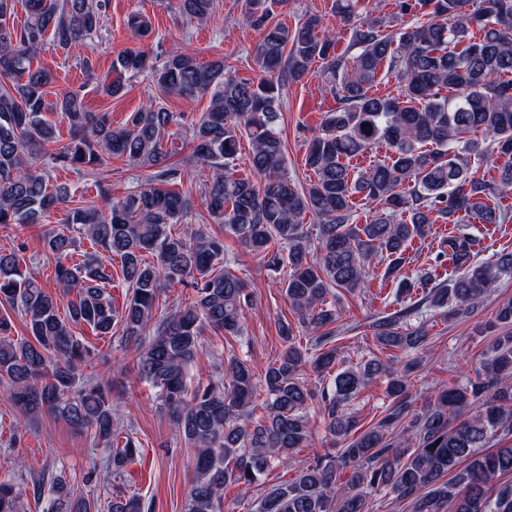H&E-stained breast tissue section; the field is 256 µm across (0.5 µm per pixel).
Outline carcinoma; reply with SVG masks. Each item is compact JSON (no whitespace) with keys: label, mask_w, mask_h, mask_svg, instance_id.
I'll return each instance as SVG.
<instances>
[{"label":"carcinoma","mask_w":512,"mask_h":512,"mask_svg":"<svg viewBox=\"0 0 512 512\" xmlns=\"http://www.w3.org/2000/svg\"><path fill=\"white\" fill-rule=\"evenodd\" d=\"M282 2L243 0L246 21L262 35L253 78L178 48L161 58L127 52L112 62L104 85L112 97L145 72L165 96L210 97L178 138L171 128L183 125V115L155 99L116 126L107 113L87 108L81 88L47 100L51 75L32 68V60L48 41L66 47L101 28L102 0H26L20 30L11 23L14 0H0V227L42 224L63 208L62 227L41 236L57 260L59 293L33 278L24 247L0 251V303L24 315L29 335L11 339L10 317H0V381L11 385L23 415L49 412L93 431L109 447L113 480H121L139 456V441L113 415L110 392L85 375L96 353L82 336L86 328L110 336L119 325L121 339L135 348L140 378L157 390L193 450L185 512H224L226 486L236 485L244 501L272 464L291 466L309 442L314 399L323 405L330 447L292 482L266 489L257 512H371L378 494L408 503L410 512H512V482L496 483L512 474V333L493 338L481 375L442 386L419 409L411 408L407 376L428 342L431 318L477 310L501 278L512 277V252L479 262V240L450 232L433 266L448 263L453 278L404 273L408 246L424 227L512 219L496 202L512 195V0H395L396 16L413 19L402 27L391 18L360 19L363 0H332L356 49L343 55L330 54L335 36L322 33L319 15L293 27L274 20L273 6ZM213 8L214 0H178L179 12L199 22ZM126 26L139 36L152 32L139 11L128 14ZM317 62L339 106L325 113L307 144L305 166L315 180L304 188L288 176L276 122L286 85ZM385 76L397 86L382 97L372 89ZM59 122L69 143L53 152ZM244 137L250 175L240 177ZM380 144L388 156L355 170L351 161ZM187 147L190 153L174 160ZM46 155L90 175L118 157L147 171L145 185L114 197L99 182L97 200L74 206L66 188L51 186L39 169ZM192 162L210 168L204 204L220 236L188 221L192 201L179 185L191 177ZM489 165L498 177L487 183L477 173ZM358 198L382 206L364 224L353 221ZM307 215L318 220L313 233L303 224ZM226 236L266 269L287 268L285 295L315 335L303 346L283 321V350L264 374L232 357L221 380L192 389L190 367L205 327L238 337L252 305L247 282L224 264ZM81 237L92 252L71 263ZM116 258L127 285L119 310L107 291ZM380 265L398 280L403 300L368 317L366 328L382 348L408 360L401 371L393 367L396 357L338 369L340 347L331 343L361 326L343 322L336 292L366 287ZM177 285L195 295L159 310L163 292ZM70 294L62 317L61 298ZM495 322L512 326V299L498 302ZM308 367L317 390L309 388ZM383 378L388 413L363 430L348 402ZM260 388L266 397L259 403ZM33 488L47 497V512H99L98 501L73 497L58 478ZM21 497L15 484L0 483V512H21ZM150 509L132 495L112 502L109 512Z\"/></svg>","instance_id":"carcinoma-1"}]
</instances>
